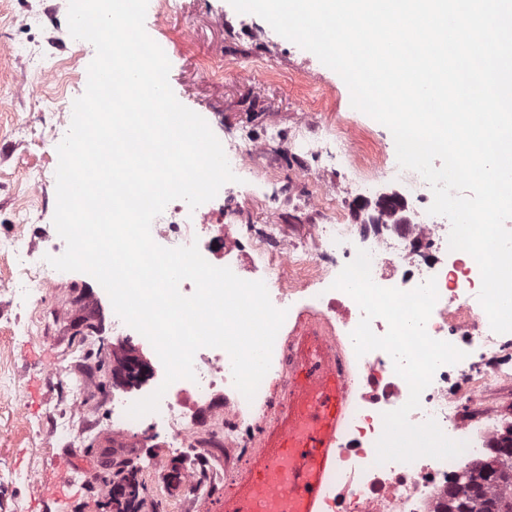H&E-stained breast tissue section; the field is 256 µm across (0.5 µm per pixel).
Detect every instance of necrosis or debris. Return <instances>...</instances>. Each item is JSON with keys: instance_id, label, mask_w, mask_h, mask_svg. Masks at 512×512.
Listing matches in <instances>:
<instances>
[{"instance_id": "necrosis-or-debris-1", "label": "necrosis or debris", "mask_w": 512, "mask_h": 512, "mask_svg": "<svg viewBox=\"0 0 512 512\" xmlns=\"http://www.w3.org/2000/svg\"><path fill=\"white\" fill-rule=\"evenodd\" d=\"M33 109L52 117L40 148L53 153L72 119L69 100L63 94L38 97ZM221 143L236 181L223 185L205 208L191 211L183 201L170 202L151 226L154 241L173 248L216 234L219 248L204 252L209 263L230 268L245 280L264 281L272 304L288 315L311 308L334 324L348 365L351 405L321 512H448L450 494L466 484L467 473L493 465L497 448L512 444V416L488 403L495 391L512 386V333L492 331L478 300L481 280L473 274L475 260L466 252L449 250L451 224L446 217L429 214L430 186L424 182L397 186L395 194L410 214L409 224L393 223L386 216L378 224L354 226L344 223L335 200L350 191L364 198L380 196L378 181H334L323 171H306L314 185L306 202L318 219L309 225L308 238L302 239L288 235L278 222L277 209H268L264 224H247L240 218L237 199L249 194L252 176L269 165L270 144L244 145L226 137ZM46 248L57 257L66 244L59 238L48 248L21 229L0 242V252L21 259L15 273L0 282V296L29 301L53 285V267L24 261ZM361 248L371 254V276L379 286L410 290L428 279L436 281L439 299L427 332L464 351L465 357L436 371L410 420L420 424L435 419L448 437L467 442V450L456 458L376 462L383 415L405 404L409 388L385 351L356 356L350 334L362 311L352 297L332 287ZM287 369L288 345L280 337L274 342L266 380L249 400L233 384L225 350L199 349L194 355L195 380L181 379L168 386L163 383L162 362H154L150 375L122 382L121 395L113 397L112 445H126L125 435L134 423L128 407L166 386L158 411L147 419L152 430L172 432L180 447L194 451L185 462L187 493L170 495L168 503V512H184L186 500L211 494L216 477L206 470L205 462L214 449L223 451L224 470L230 473L254 446L267 416L281 404L278 389Z\"/></svg>"}]
</instances>
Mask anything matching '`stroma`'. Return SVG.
<instances>
[{"label": "stroma", "instance_id": "1", "mask_svg": "<svg viewBox=\"0 0 512 512\" xmlns=\"http://www.w3.org/2000/svg\"><path fill=\"white\" fill-rule=\"evenodd\" d=\"M67 13L66 0H0L1 239L13 235L19 209L32 199L25 178L31 169L45 174L37 199L44 219L27 225V234L37 239L54 230L58 159L44 157L38 146L42 126L32 119V98L24 87L33 83L51 96L67 85L35 83L18 49L37 43L50 62L86 70L95 52L67 38ZM33 14L40 16L39 25H20L21 17ZM145 29L170 62L168 81L176 98L207 116L216 133L229 129L261 139L276 119L288 136L302 110L309 109L337 133L361 128L367 159L359 168L362 175H383V168L370 166V159L383 150L396 152L384 125L352 108L350 92L336 72L257 15L219 6L217 0H169L164 20L147 12ZM314 165V159L276 150L270 168L259 170L257 177L276 199L282 223H311L302 202L307 188L303 172ZM62 278L64 287L44 289L28 308H16L0 297V457L19 474L15 483L0 484V512H113L104 503L103 479L122 460L144 488L141 512H165L170 487L163 478L182 470L184 455L139 430L131 433L134 449L113 452L112 436L105 431L112 393L98 391L96 385L106 382L104 366L117 347L112 336L115 312L95 279L78 272L63 273ZM79 294L99 326L88 345L71 328L76 311L69 300ZM79 346L86 350L80 361L71 357ZM73 375L89 383L83 420L93 430L74 433L71 445L65 446L54 441L47 416L55 402L72 399ZM78 469L89 471L87 483L70 486L62 499L51 497L48 487L56 475Z\"/></svg>", "mask_w": 512, "mask_h": 512}]
</instances>
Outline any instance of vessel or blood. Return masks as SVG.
Segmentation results:
<instances>
[{"label":"vessel or blood","mask_w":512,"mask_h":512,"mask_svg":"<svg viewBox=\"0 0 512 512\" xmlns=\"http://www.w3.org/2000/svg\"><path fill=\"white\" fill-rule=\"evenodd\" d=\"M294 346L285 385L288 408L270 416L238 474L237 497L219 501L218 512H319L348 394L328 330L313 326Z\"/></svg>","instance_id":"vessel-or-blood-1"}]
</instances>
